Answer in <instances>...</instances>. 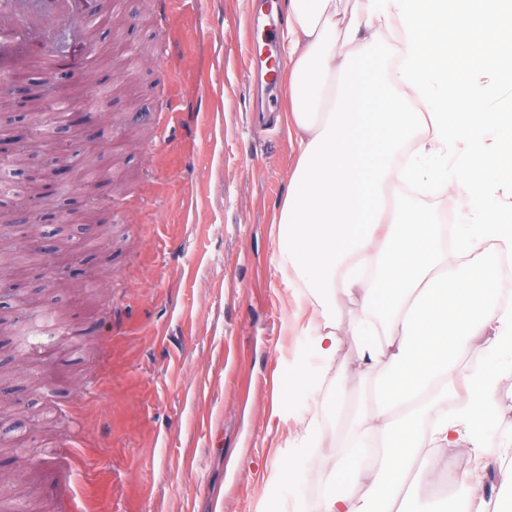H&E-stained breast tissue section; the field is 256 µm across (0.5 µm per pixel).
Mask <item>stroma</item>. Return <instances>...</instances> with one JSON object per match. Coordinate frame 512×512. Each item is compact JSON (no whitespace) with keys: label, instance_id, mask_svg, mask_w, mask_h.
Listing matches in <instances>:
<instances>
[{"label":"stroma","instance_id":"stroma-1","mask_svg":"<svg viewBox=\"0 0 512 512\" xmlns=\"http://www.w3.org/2000/svg\"><path fill=\"white\" fill-rule=\"evenodd\" d=\"M94 0L80 67L58 80L87 124L73 142V171L54 201L67 212L106 199L102 224L43 223L46 248L75 289L30 295L19 320L63 318L40 335L44 355L23 369L0 361V397L22 411L0 420V440L23 449L31 512H294V498L334 474L336 399L377 378L348 326L357 296L340 297L345 337L316 392L291 382L303 332L321 309L280 257L279 215L296 155L280 79L283 0ZM175 111L171 122L161 115ZM127 186L95 191L89 149ZM498 412L482 459L493 483L476 493L448 484L469 443L438 452L432 480L406 494L448 497L450 512H512V376L490 393ZM306 453L303 482L286 484L290 458Z\"/></svg>","mask_w":512,"mask_h":512}]
</instances>
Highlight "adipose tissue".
I'll return each mask as SVG.
<instances>
[{"label":"adipose tissue","instance_id":"1","mask_svg":"<svg viewBox=\"0 0 512 512\" xmlns=\"http://www.w3.org/2000/svg\"><path fill=\"white\" fill-rule=\"evenodd\" d=\"M288 130L296 151L280 250L327 306L362 290L349 334L381 375L336 403L337 479L320 512H391L440 449L482 442L512 375V0H284ZM486 47L448 63L449 31ZM370 67L352 77L350 60ZM459 199L438 223L436 197ZM300 394L332 369L336 324L306 329ZM484 339L480 361L458 352ZM370 470L373 489L344 486Z\"/></svg>","mask_w":512,"mask_h":512}]
</instances>
